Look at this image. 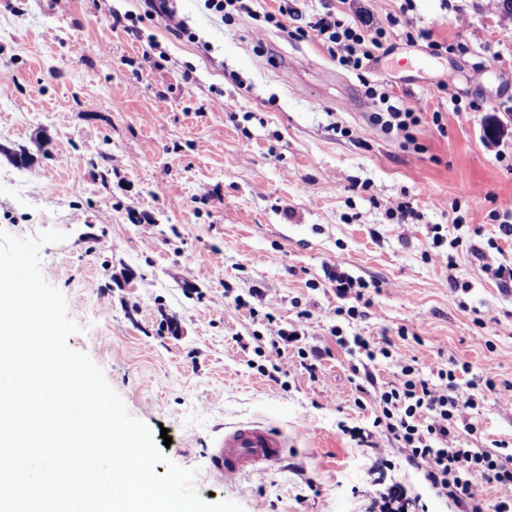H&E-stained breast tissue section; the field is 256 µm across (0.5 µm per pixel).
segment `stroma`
<instances>
[{
	"label": "stroma",
	"mask_w": 512,
	"mask_h": 512,
	"mask_svg": "<svg viewBox=\"0 0 512 512\" xmlns=\"http://www.w3.org/2000/svg\"><path fill=\"white\" fill-rule=\"evenodd\" d=\"M174 5L196 41L147 18L144 0H112L137 16V38L86 0L63 11L0 0V230L66 233L39 257L80 326L69 346L131 417L169 433L165 453L196 470L201 498L243 512H376L395 485L412 512H463L423 466L398 453L377 474L373 450L350 438L375 409L357 406V358L331 329L389 337L425 377L469 364L496 383L477 390L469 447L512 442V292L467 252L512 265L498 229L512 201V20L500 0H362L377 19L432 31L411 44L389 28L366 78L423 108L417 153L374 124L356 74L296 36L339 0H288L284 32L264 18L276 0H252L229 24L204 0ZM453 104L438 128L434 111ZM402 201L415 211L406 224L388 215ZM331 268L367 283L361 318L337 316ZM255 288L301 346L325 348L316 375L293 349L278 380L263 374L262 318L236 305ZM247 421L287 435L286 458L230 485L207 453Z\"/></svg>",
	"instance_id": "obj_1"
}]
</instances>
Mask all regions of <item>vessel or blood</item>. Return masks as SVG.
I'll use <instances>...</instances> for the list:
<instances>
[{"instance_id":"1","label":"vessel or blood","mask_w":512,"mask_h":512,"mask_svg":"<svg viewBox=\"0 0 512 512\" xmlns=\"http://www.w3.org/2000/svg\"><path fill=\"white\" fill-rule=\"evenodd\" d=\"M286 447L287 441L277 429L256 422L237 423L227 427L210 449V468L228 483L260 476L281 462Z\"/></svg>"}]
</instances>
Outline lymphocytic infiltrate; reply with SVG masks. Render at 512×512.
<instances>
[{
  "instance_id": "lymphocytic-infiltrate-1",
  "label": "lymphocytic infiltrate",
  "mask_w": 512,
  "mask_h": 512,
  "mask_svg": "<svg viewBox=\"0 0 512 512\" xmlns=\"http://www.w3.org/2000/svg\"><path fill=\"white\" fill-rule=\"evenodd\" d=\"M398 23L395 17L380 22L363 9L349 18L329 10L309 28L337 64L361 76L375 49L381 48L388 27ZM365 93L377 106L376 123L404 144H414L411 130L419 125L422 108L405 105L375 84L367 85ZM332 334L337 343L349 340L340 327H333ZM349 341L362 366L356 389L372 395L380 408L369 427L354 428L353 435L360 445L375 449L377 468H387L390 456L399 451L409 462L423 464L430 485L464 504L467 512H512V443L500 441L492 448L463 445L465 436L476 431L472 421L478 406L476 380L458 377L452 368L437 369L435 379L430 380L400 359L396 361L399 382L381 389L370 365L377 358L392 357L391 340L358 335ZM484 482L496 490L494 504H487L484 498L480 488Z\"/></svg>"
}]
</instances>
